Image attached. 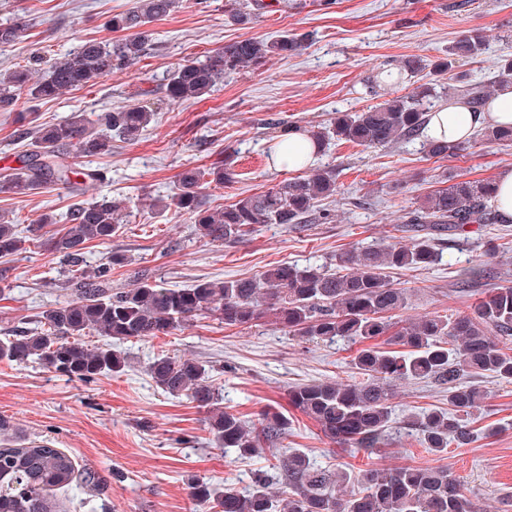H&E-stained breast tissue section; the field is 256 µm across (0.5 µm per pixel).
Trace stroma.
Masks as SVG:
<instances>
[{
    "mask_svg": "<svg viewBox=\"0 0 512 512\" xmlns=\"http://www.w3.org/2000/svg\"><path fill=\"white\" fill-rule=\"evenodd\" d=\"M280 10L249 24L224 12V0H185L153 22L147 54L128 69L98 79L92 86L32 102L31 119L54 123L74 112H94L147 104L156 116L135 142H113L108 156L89 157L100 180L85 183L79 196L45 190L28 196H0V213L19 228L53 216L48 233L65 224L74 200L87 203L119 197L127 218L111 243H88L90 266L111 254L125 258L113 267L112 285L133 287L141 274L170 288L201 281L255 277L289 263L335 269L340 253L353 247H378L393 240L411 243L419 234L405 222L417 197L437 186L438 178L494 179L512 168V146L472 137L454 158H430L419 142L368 149L332 143L314 165L333 168L338 192L323 201L329 223L267 224L235 242L199 238L189 215L155 209L187 169H206L225 149L236 152L233 182L203 191L206 208L217 209L291 178V170L272 162L281 126L326 125L340 112H356L383 101L367 93L377 77L406 55L429 60L446 57L462 35L479 32L483 54L459 58L453 70L472 81L487 80L493 64L512 55V0H279ZM133 0H0V22L22 18L25 37L0 52V74L26 65L33 50L45 60L67 56L87 39L118 40L108 21ZM303 34L300 54L276 57L257 71L225 75L197 100L173 102L164 85L178 65L203 60L225 43L244 38L275 39ZM442 258L420 269L399 270L392 280L405 289L408 304L401 319L469 312L488 289L512 286V224H474L466 234L440 241ZM479 266L485 277L460 291L461 270ZM65 266L47 247H33L0 258V336L36 327L42 311L64 300ZM126 359L122 372L90 382L45 370L38 362L0 363V420L13 437L46 440L69 452L80 468L99 478L96 494L74 488L61 495L66 512H80L92 498L94 512H194L187 479L195 475L217 487L244 491L258 470L267 468L273 447L257 456L225 453L212 435L207 413L187 397L157 388L147 372L153 358L167 354L203 364L224 396L225 410L246 422L261 411L284 413L288 429L277 446L301 450L324 467L375 463L385 468L443 466L461 481L479 512H512V382L486 375L479 384L487 400L478 413L479 433L466 445L450 444L446 454L424 448L410 421L448 405V389L421 379L397 386L392 422L380 453L366 455L331 442L319 426L288 404L299 383L346 382L355 371L354 344L312 343L288 335L268 321L230 327L211 317H196L181 328L146 340L113 342Z\"/></svg>",
    "mask_w": 512,
    "mask_h": 512,
    "instance_id": "35a3bbf8",
    "label": "stroma"
}]
</instances>
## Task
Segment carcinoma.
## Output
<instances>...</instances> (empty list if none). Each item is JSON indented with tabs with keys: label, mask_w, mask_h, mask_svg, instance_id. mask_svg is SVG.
<instances>
[{
	"label": "carcinoma",
	"mask_w": 512,
	"mask_h": 512,
	"mask_svg": "<svg viewBox=\"0 0 512 512\" xmlns=\"http://www.w3.org/2000/svg\"><path fill=\"white\" fill-rule=\"evenodd\" d=\"M183 0H134L133 6L112 15V31L123 38L102 44L83 42L77 51L53 62L37 81L21 67L0 79V111L13 112L23 101L53 99L62 92L93 84L123 70L147 54L152 42L149 24L179 7ZM271 4L265 0H224V13L248 24ZM25 24L16 18L0 23V52L19 42ZM303 35L276 40L255 38L227 43L201 62L179 65L167 78L165 95L172 101L199 99L210 94L225 74L257 70L271 58L294 55L306 49ZM482 35L468 34L449 54L483 53ZM451 62L433 64L418 55L403 58L387 71L391 85L414 78L427 67L436 76L448 73ZM458 85L426 83L406 95L389 92L379 104L358 112H339L328 126L303 129L315 152L330 141L365 148L395 145L420 138L435 101L450 94L467 100L477 111L486 104V84L459 76ZM147 106L102 112H74L68 119L34 128L30 150L18 167L0 169V194L30 195L57 188L71 193L80 182L100 177L79 163L81 157L112 154L115 138L133 142L151 122ZM478 136L512 144V126L489 127ZM468 142L448 143L426 139L430 157H452ZM234 154L209 171L187 170L167 197L164 207H174L196 224L199 237L211 242L238 240L264 224H304L315 204L336 195V174L314 169L286 179L257 194L241 197L221 210L203 208L201 189L205 176L222 185L235 176ZM428 192L406 213L405 223L424 231L410 244L391 242L377 248L355 247L338 256L342 272L296 265H276L257 277L203 281L190 288H169L144 276L133 288L112 287V266L123 258L87 268L85 244L110 242L123 224L122 204L108 199L76 203L68 225L45 237L44 228L55 223L43 216L28 225L22 238L15 225L0 222V257L25 250V244L47 246L69 266L66 285L71 298L42 312L40 327L19 330L0 339V361L24 365L39 361L50 372L70 379L91 381L118 373L125 359L112 348L89 347L83 337L100 334L117 341L143 340L170 332L196 316L214 317L226 326L253 325L265 318L305 341L361 344L353 358L359 378L346 383H302L288 391L292 407L315 421L326 438L367 454L377 450L391 422L394 387L409 380L432 379L448 386V409H431L411 421L424 447L434 454L448 452L449 442L468 444L473 411L486 399L481 386L464 377L492 375L512 380V287L492 288L467 314L431 315L406 320L392 318L406 308L405 290L390 280L389 271L426 267L437 259V242L461 235L472 224H501L493 182L466 180ZM409 348L406 353L372 344L379 336ZM148 372L172 396H186L206 410L209 427L224 449L239 458L257 454L264 443H274L288 429V418L265 412L248 424L222 408L223 396L206 368L194 359L158 355ZM279 471L283 487L274 491L269 479L256 475L248 493L221 490L203 479L188 482L197 512H478L460 480L443 467L384 468L372 464L354 474L343 467L322 468L299 451H290ZM77 484L97 486L95 473L79 471L65 451L45 442L30 445L6 440L0 447V512H65L58 495Z\"/></svg>",
	"instance_id": "1"
}]
</instances>
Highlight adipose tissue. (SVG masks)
<instances>
[{
    "label": "adipose tissue",
    "instance_id": "ef3b65f1",
    "mask_svg": "<svg viewBox=\"0 0 512 512\" xmlns=\"http://www.w3.org/2000/svg\"><path fill=\"white\" fill-rule=\"evenodd\" d=\"M512 125V82L501 83L494 96L479 111H472L464 100L456 99L429 115L428 135L451 143L464 141L484 126Z\"/></svg>",
    "mask_w": 512,
    "mask_h": 512
}]
</instances>
